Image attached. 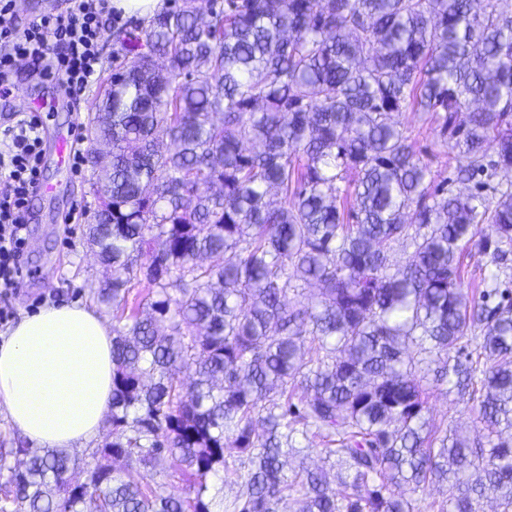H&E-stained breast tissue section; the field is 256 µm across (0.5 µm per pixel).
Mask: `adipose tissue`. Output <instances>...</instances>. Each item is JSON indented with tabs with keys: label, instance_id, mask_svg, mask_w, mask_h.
I'll list each match as a JSON object with an SVG mask.
<instances>
[{
	"label": "adipose tissue",
	"instance_id": "adipose-tissue-1",
	"mask_svg": "<svg viewBox=\"0 0 512 512\" xmlns=\"http://www.w3.org/2000/svg\"><path fill=\"white\" fill-rule=\"evenodd\" d=\"M112 403V332L92 310L50 305L0 340V405L37 448L95 439Z\"/></svg>",
	"mask_w": 512,
	"mask_h": 512
}]
</instances>
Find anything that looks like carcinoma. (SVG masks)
<instances>
[{
    "instance_id": "cac0c4a2",
    "label": "carcinoma",
    "mask_w": 512,
    "mask_h": 512,
    "mask_svg": "<svg viewBox=\"0 0 512 512\" xmlns=\"http://www.w3.org/2000/svg\"><path fill=\"white\" fill-rule=\"evenodd\" d=\"M173 2L95 104L112 430L87 468L0 448V512H211L220 472L234 512H419L425 485L512 512V0ZM473 247L501 266L476 288ZM445 382L485 441L433 428ZM169 460L194 496L140 476ZM405 125H412L417 136V148L421 151V155L428 163L432 173L438 176V179L451 176V169L448 168V153L446 149L437 145V137L430 125L413 119L412 112H402L395 117Z\"/></svg>"
}]
</instances>
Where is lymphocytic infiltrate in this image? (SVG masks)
Returning <instances> with one entry per match:
<instances>
[{
    "label": "lymphocytic infiltrate",
    "instance_id": "1",
    "mask_svg": "<svg viewBox=\"0 0 512 512\" xmlns=\"http://www.w3.org/2000/svg\"><path fill=\"white\" fill-rule=\"evenodd\" d=\"M110 0H67L65 10L27 23L16 18L15 0H0V97L11 96L19 61L71 96L90 91L108 38ZM44 121L41 113H17L0 130V289L12 291L31 278L23 261L28 202L39 189Z\"/></svg>",
    "mask_w": 512,
    "mask_h": 512
}]
</instances>
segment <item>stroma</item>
Wrapping results in <instances>:
<instances>
[{"label": "stroma", "instance_id": "obj_1", "mask_svg": "<svg viewBox=\"0 0 512 512\" xmlns=\"http://www.w3.org/2000/svg\"><path fill=\"white\" fill-rule=\"evenodd\" d=\"M121 62V49L115 39H107L102 48L100 76L92 91L78 106L67 104L44 113L46 137L40 169L42 184L49 193L35 196L30 202L28 241L24 258L33 270L32 279L25 281L15 292L0 295V308L8 307L14 315L31 313L41 306L58 302L90 304L92 289L103 285L110 273L97 263L85 237V224L65 223V215L74 208L94 212L99 201L91 191L92 162L84 160L81 174L59 165L54 136L67 132L82 139L84 150H91L88 138L89 119L94 115L93 104L100 99L111 69ZM16 88L7 98H0V129L12 124L15 113L31 110L33 103L55 96L52 81L40 78L27 64H20L15 74ZM399 121L413 126L417 147L432 173L449 178L448 154L437 143L429 125L416 120L412 112L399 114ZM429 416L444 429H456L474 434L472 405L469 398L443 390L431 397Z\"/></svg>", "mask_w": 512, "mask_h": 512}]
</instances>
